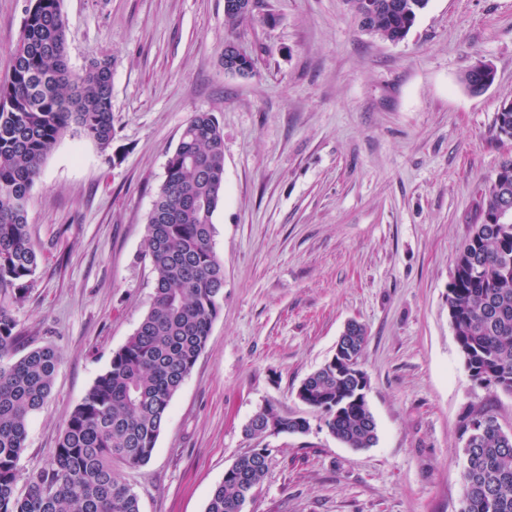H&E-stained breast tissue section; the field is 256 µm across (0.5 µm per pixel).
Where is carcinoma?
Returning a JSON list of instances; mask_svg holds the SVG:
<instances>
[{
	"label": "carcinoma",
	"mask_w": 512,
	"mask_h": 512,
	"mask_svg": "<svg viewBox=\"0 0 512 512\" xmlns=\"http://www.w3.org/2000/svg\"><path fill=\"white\" fill-rule=\"evenodd\" d=\"M377 35L403 40L429 0H347ZM69 25L62 0H39L27 14L8 76L0 80V512H140L137 495L118 467L149 462L171 401L205 350L224 299V264L212 245L224 192V134L209 112L194 113L166 162L165 179L147 217L146 256L154 274L153 304L69 414L48 467L16 491L31 415L49 397L60 363L50 346L4 361L20 339L10 305L23 301L38 266L28 224V200L46 157L75 125L101 150L112 144V63L69 65ZM489 75L470 68L469 92ZM494 139L512 140V101L497 112ZM505 181L479 192L473 223L455 260L448 316L464 367L478 385L512 393V223L494 224L512 201V159ZM351 363L342 372L326 362L297 390L325 413L332 435L351 448L377 441L367 400L354 399L365 330L348 337ZM304 419L258 410L246 425L254 436L305 433ZM461 512H512V433L494 412L465 419ZM271 450L241 455L213 491L206 512H243L262 483Z\"/></svg>",
	"instance_id": "carcinoma-1"
}]
</instances>
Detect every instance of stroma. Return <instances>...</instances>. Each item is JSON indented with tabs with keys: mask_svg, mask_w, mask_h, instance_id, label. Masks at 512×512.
I'll return each mask as SVG.
<instances>
[{
	"mask_svg": "<svg viewBox=\"0 0 512 512\" xmlns=\"http://www.w3.org/2000/svg\"><path fill=\"white\" fill-rule=\"evenodd\" d=\"M30 0H0V79ZM68 58L112 61V145L70 129L43 163L28 221L41 256L12 305L16 355L51 345L52 393L29 422L21 476L46 467L64 423L133 334L153 297L147 216L193 113L224 133L214 250L224 300L174 395L150 461L121 470L141 512H205L225 471L271 451L245 512H459L461 424L512 393L469 377L448 286L477 192L512 143L493 138L512 100V0H429L407 37L364 31L345 0H259L226 22L224 0H63ZM234 41L252 75L224 71ZM494 83L471 94L477 62ZM377 441L354 449L296 395L348 321ZM263 407L309 423L261 438Z\"/></svg>",
	"mask_w": 512,
	"mask_h": 512,
	"instance_id": "35a3bbf8",
	"label": "stroma"
}]
</instances>
